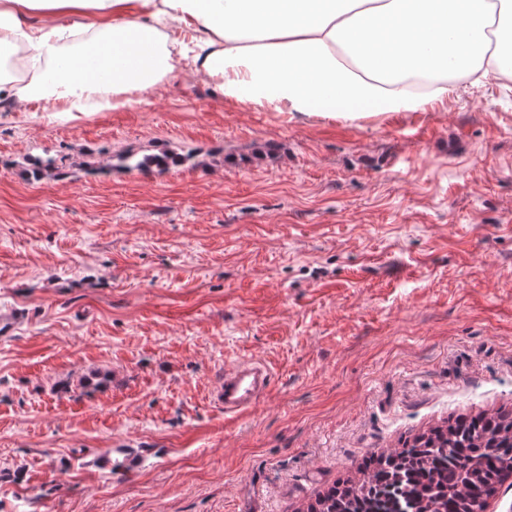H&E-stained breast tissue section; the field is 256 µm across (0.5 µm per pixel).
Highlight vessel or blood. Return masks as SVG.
<instances>
[{
    "label": "vessel or blood",
    "instance_id": "b4317fda",
    "mask_svg": "<svg viewBox=\"0 0 512 512\" xmlns=\"http://www.w3.org/2000/svg\"><path fill=\"white\" fill-rule=\"evenodd\" d=\"M270 384L271 373L267 367L244 362L225 370L218 401L225 414L236 416L252 409Z\"/></svg>",
    "mask_w": 512,
    "mask_h": 512
}]
</instances>
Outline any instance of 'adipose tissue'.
<instances>
[{"mask_svg":"<svg viewBox=\"0 0 512 512\" xmlns=\"http://www.w3.org/2000/svg\"><path fill=\"white\" fill-rule=\"evenodd\" d=\"M175 24L178 52L226 100L276 112H417L449 78L512 77V0H0V48L29 75L0 77V97L45 91L82 112L147 91L175 69Z\"/></svg>","mask_w":512,"mask_h":512,"instance_id":"obj_1","label":"adipose tissue"}]
</instances>
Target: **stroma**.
<instances>
[{
	"instance_id": "35a3bbf8",
	"label": "stroma",
	"mask_w": 512,
	"mask_h": 512,
	"mask_svg": "<svg viewBox=\"0 0 512 512\" xmlns=\"http://www.w3.org/2000/svg\"><path fill=\"white\" fill-rule=\"evenodd\" d=\"M51 106L0 107V512H305L512 412V78L350 122L224 100L182 59L129 106ZM164 149L185 162H120ZM247 360L271 384L231 418ZM169 158L170 157L168 156H140L138 153L129 151L125 155L121 156V161L127 169L143 171L149 169L152 165L158 167L166 166ZM267 367L256 362H244L224 371L218 402L224 414L237 416L252 409L271 384Z\"/></svg>"
}]
</instances>
